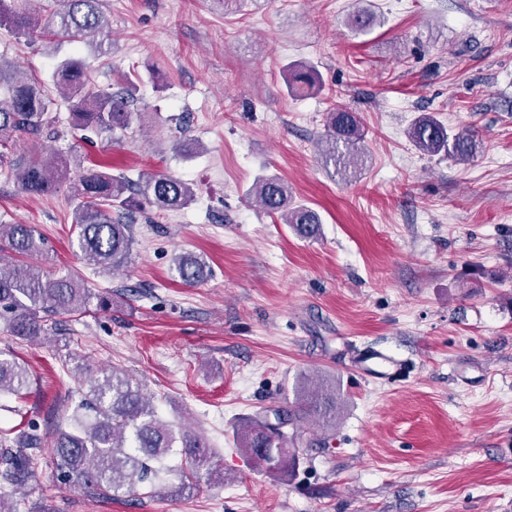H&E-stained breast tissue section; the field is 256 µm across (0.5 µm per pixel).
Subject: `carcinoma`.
<instances>
[{
  "instance_id": "carcinoma-1",
  "label": "carcinoma",
  "mask_w": 512,
  "mask_h": 512,
  "mask_svg": "<svg viewBox=\"0 0 512 512\" xmlns=\"http://www.w3.org/2000/svg\"><path fill=\"white\" fill-rule=\"evenodd\" d=\"M376 15L361 8L347 19L356 33H367L376 24ZM106 25L101 0H64V8L43 16L29 0H0V26L30 37L47 34L81 40L100 32ZM286 89L290 92L318 91L322 87L316 66L293 61L282 66ZM53 80L62 90V99L75 130H93L113 136L142 121L143 113L131 108L137 86L125 80L120 92L97 87L90 67L80 58H68L54 70ZM56 99L41 83L23 74L7 72L0 62V164L4 163L9 139L38 140L52 133ZM364 128L358 115L342 106L326 114L325 133L320 136L324 168L343 173L358 160ZM408 136L425 154L443 155L466 164L478 149L475 132L452 133L433 114L420 115ZM19 167L20 189L31 196L57 190L69 171L68 158L52 156L12 163ZM248 195L267 214L279 218L303 238H314L321 219L311 207L294 201L283 179L276 175L255 180ZM73 220L77 247L85 263L95 269L115 271L127 263L133 248L132 216L151 211L166 212L188 206L194 200L189 183L166 174H151L131 182L93 164L79 179L75 190ZM43 239L31 224H0V262L4 256L12 265L0 266V318L8 322L10 333L20 339L35 340L47 334L46 318L56 314L85 313L90 305L89 289L69 274L45 277L25 258L41 251ZM182 281L193 285L205 280L207 266L196 256L175 257ZM30 384L28 367L7 352H0V395H25ZM295 408L257 415L241 423L238 435L242 447L260 462L288 475L299 460L295 447L304 433L302 425L314 422L323 427L336 425V387L311 376L298 379ZM74 431H60L53 440L51 462L58 475L83 485L102 499L125 496L140 499L139 489L148 482L152 494H161L162 463L181 445L195 471L207 467L210 450L201 436L186 429L177 432L161 420L154 405L132 379L117 372L90 381V389L74 410ZM44 440L37 434L0 433V512H14L7 506L10 493L24 487L40 463L38 452Z\"/></svg>"
}]
</instances>
